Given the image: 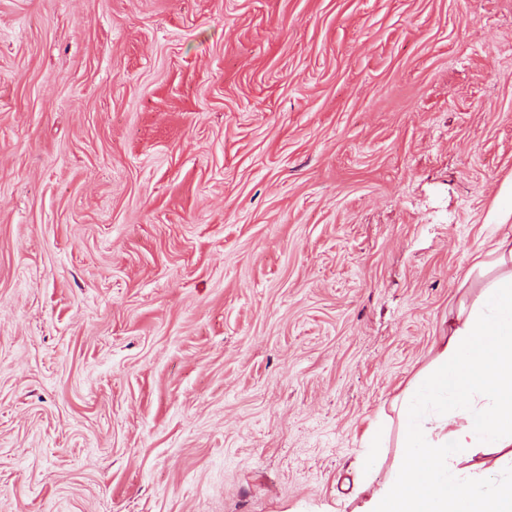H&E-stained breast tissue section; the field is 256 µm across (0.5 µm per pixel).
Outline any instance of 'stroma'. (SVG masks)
I'll return each mask as SVG.
<instances>
[{
	"label": "stroma",
	"mask_w": 512,
	"mask_h": 512,
	"mask_svg": "<svg viewBox=\"0 0 512 512\" xmlns=\"http://www.w3.org/2000/svg\"><path fill=\"white\" fill-rule=\"evenodd\" d=\"M512 225V0H0V512H319Z\"/></svg>",
	"instance_id": "1"
}]
</instances>
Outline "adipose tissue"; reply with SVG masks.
Masks as SVG:
<instances>
[{
  "label": "adipose tissue",
  "mask_w": 512,
  "mask_h": 512,
  "mask_svg": "<svg viewBox=\"0 0 512 512\" xmlns=\"http://www.w3.org/2000/svg\"><path fill=\"white\" fill-rule=\"evenodd\" d=\"M477 289L448 319V332L391 409L403 452L381 484L371 476L384 446L379 423L363 438L364 497L335 512H512V480L493 489L482 456L512 463V226L477 251L461 280Z\"/></svg>",
  "instance_id": "obj_1"
}]
</instances>
